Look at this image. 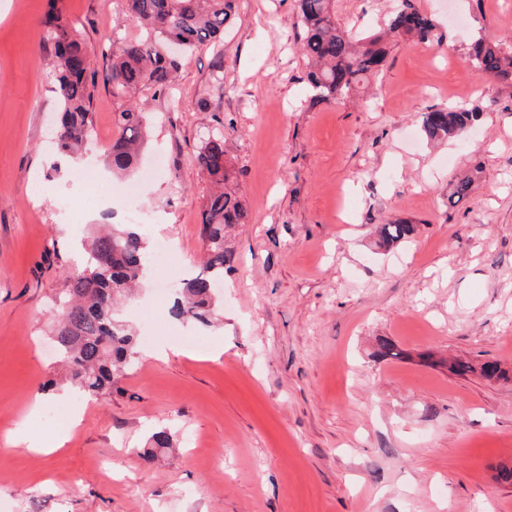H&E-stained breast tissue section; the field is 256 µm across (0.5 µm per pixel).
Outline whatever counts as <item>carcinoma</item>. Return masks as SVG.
<instances>
[{
	"label": "carcinoma",
	"mask_w": 512,
	"mask_h": 512,
	"mask_svg": "<svg viewBox=\"0 0 512 512\" xmlns=\"http://www.w3.org/2000/svg\"><path fill=\"white\" fill-rule=\"evenodd\" d=\"M127 13L140 25L143 36L124 41L112 52L106 82L112 94L130 95L150 86L165 91L173 83L179 60L167 53L172 42L184 51L204 44L215 45L235 20L236 0H123ZM304 29L302 54L309 68L314 99L339 102L349 98L386 60L388 37L419 43L437 38V25L414 7L399 0L387 30L373 34L342 27L336 20V0H298ZM45 38L52 48L56 88L60 99L57 147L76 154L90 139V112L94 72L87 58L90 49L62 13L52 8L43 21ZM475 76L489 78L498 86L512 88V46L480 34L467 52ZM480 119L477 109L463 106L433 108L422 115L421 131L430 141L460 138ZM146 117L132 104L115 118L117 136L106 158L112 173L124 175L137 163L144 141ZM196 164L210 181L201 212V235L206 253L200 271L184 283L175 305V316L196 326H208L215 314L216 295L211 285L224 276L232 254L224 248V232L235 224L248 223V211L229 186L233 173L224 150V132L208 135L199 148ZM472 180L459 179L448 196L455 206L468 199ZM414 234L411 224H384L380 245L388 247ZM85 263L69 277L68 298L59 309L55 339L67 367L66 383L74 391L91 396L112 394L136 359L132 330L114 319L118 298L134 289L149 265L148 241L137 224H116L92 238ZM458 376L480 372L489 380L512 377L496 363L475 367L462 360L448 362Z\"/></svg>",
	"instance_id": "cac0c4a2"
}]
</instances>
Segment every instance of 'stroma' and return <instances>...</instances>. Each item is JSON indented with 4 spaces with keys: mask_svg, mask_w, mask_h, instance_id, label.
<instances>
[{
    "mask_svg": "<svg viewBox=\"0 0 512 512\" xmlns=\"http://www.w3.org/2000/svg\"><path fill=\"white\" fill-rule=\"evenodd\" d=\"M434 43L398 40L353 101L312 97L297 0H237L221 50L182 55L170 90L116 97L113 38L134 40L122 0H63L92 49L93 134L72 161L56 145L59 98L43 41L49 0H0V512H512V381L458 376L425 353L512 371V95L470 73L475 30L512 44V0H413ZM397 0H337L341 25L383 28ZM146 115L132 178L102 157L129 102ZM477 108L476 128L428 141L424 112ZM224 132L249 212L224 245L222 318L171 313L180 289L151 267L115 313L139 355L107 397L33 414L63 387L58 300L98 224L137 206L153 243L200 269L208 180L194 156ZM109 187L79 200L78 174ZM469 198L448 196L462 176ZM411 224L382 248L377 228ZM401 352L375 355L379 339ZM162 345L166 358L154 359ZM23 429L46 454L15 443ZM172 434L153 450L151 435Z\"/></svg>",
    "mask_w": 512,
    "mask_h": 512,
    "instance_id": "obj_1",
    "label": "stroma"
}]
</instances>
